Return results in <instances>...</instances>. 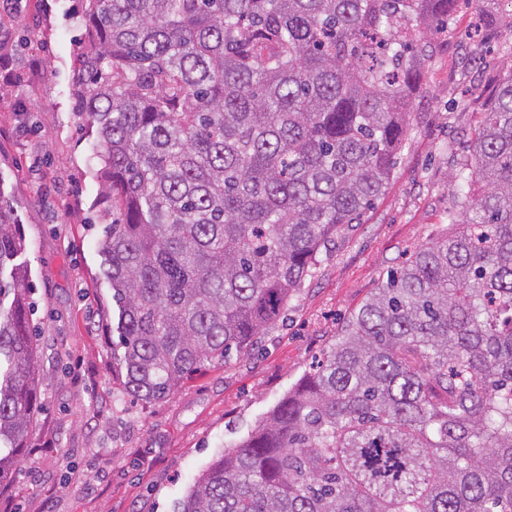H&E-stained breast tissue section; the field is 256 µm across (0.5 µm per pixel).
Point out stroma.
<instances>
[{
  "mask_svg": "<svg viewBox=\"0 0 512 512\" xmlns=\"http://www.w3.org/2000/svg\"><path fill=\"white\" fill-rule=\"evenodd\" d=\"M498 19L490 48L454 18L429 45L424 93L394 177L363 223L337 239L283 318L230 364H205L144 406L112 391V319L98 241L113 219L97 176V133L74 74L89 42L82 0H22L0 14V193L13 208L33 292L37 422L0 497L14 512H174L201 471L250 433L309 371L345 318L421 244L449 231L467 144L496 84L512 73V0H480Z\"/></svg>",
  "mask_w": 512,
  "mask_h": 512,
  "instance_id": "35a3bbf8",
  "label": "stroma"
}]
</instances>
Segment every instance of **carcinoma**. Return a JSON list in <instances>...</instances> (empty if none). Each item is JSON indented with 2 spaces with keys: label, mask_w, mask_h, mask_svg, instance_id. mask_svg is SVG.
<instances>
[{
  "label": "carcinoma",
  "mask_w": 512,
  "mask_h": 512,
  "mask_svg": "<svg viewBox=\"0 0 512 512\" xmlns=\"http://www.w3.org/2000/svg\"><path fill=\"white\" fill-rule=\"evenodd\" d=\"M458 0H85L77 83L120 218L99 241L118 391L241 355L383 195ZM448 210L179 512H512V74ZM0 197V483L34 425L24 250Z\"/></svg>",
  "instance_id": "cac0c4a2"
}]
</instances>
